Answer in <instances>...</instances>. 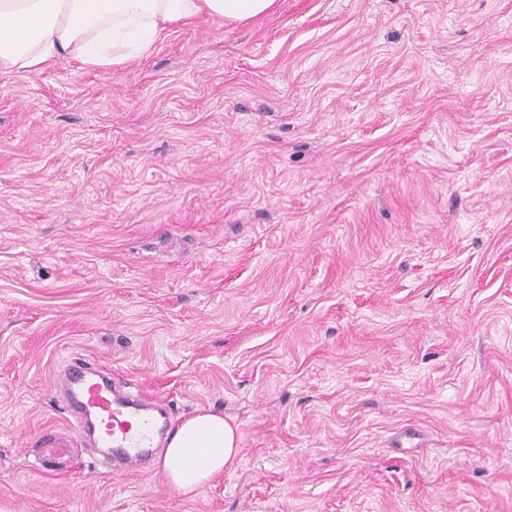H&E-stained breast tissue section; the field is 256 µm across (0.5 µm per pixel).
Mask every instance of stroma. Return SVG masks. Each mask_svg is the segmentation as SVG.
Wrapping results in <instances>:
<instances>
[{
	"instance_id": "stroma-1",
	"label": "stroma",
	"mask_w": 512,
	"mask_h": 512,
	"mask_svg": "<svg viewBox=\"0 0 512 512\" xmlns=\"http://www.w3.org/2000/svg\"><path fill=\"white\" fill-rule=\"evenodd\" d=\"M230 469L79 448L72 357ZM0 512H512V0H278L0 73ZM238 454L237 427L222 413L202 411L172 432L161 469L172 486L188 493L232 466ZM74 437L47 435L42 442L39 454V469L54 473L63 468L77 449Z\"/></svg>"
}]
</instances>
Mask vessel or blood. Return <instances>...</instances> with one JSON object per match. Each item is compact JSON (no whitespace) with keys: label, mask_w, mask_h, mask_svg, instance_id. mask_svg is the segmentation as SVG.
<instances>
[{"label":"vessel or blood","mask_w":512,"mask_h":512,"mask_svg":"<svg viewBox=\"0 0 512 512\" xmlns=\"http://www.w3.org/2000/svg\"><path fill=\"white\" fill-rule=\"evenodd\" d=\"M71 386L67 410L75 417L80 432H87L95 422L100 430L95 437L105 448L123 462L124 472L142 469L155 445V422L144 404L116 397L112 388V373L107 368L94 367L85 360H72L65 372ZM75 438L49 435L42 442L39 468L54 473L63 468L75 452Z\"/></svg>","instance_id":"obj_1"}]
</instances>
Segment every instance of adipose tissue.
I'll use <instances>...</instances> for the list:
<instances>
[{
    "label": "adipose tissue",
    "mask_w": 512,
    "mask_h": 512,
    "mask_svg": "<svg viewBox=\"0 0 512 512\" xmlns=\"http://www.w3.org/2000/svg\"><path fill=\"white\" fill-rule=\"evenodd\" d=\"M277 0H0V72L35 74L61 58L116 70L142 56L172 28L203 18L241 24L269 14ZM239 454L237 428L202 411L168 439L161 469L188 493Z\"/></svg>",
    "instance_id": "ef3b65f1"
}]
</instances>
